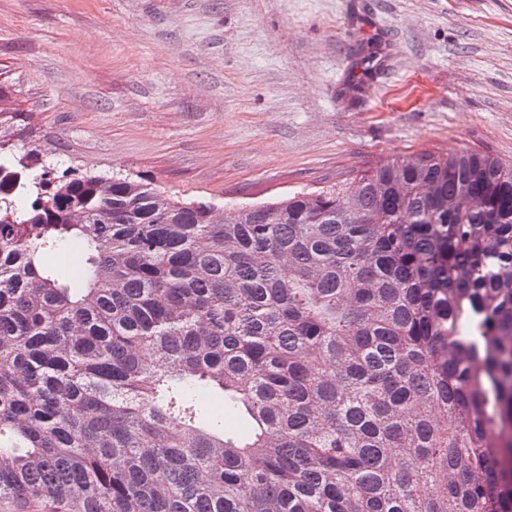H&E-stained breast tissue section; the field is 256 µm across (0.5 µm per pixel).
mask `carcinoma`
I'll return each instance as SVG.
<instances>
[{
	"label": "carcinoma",
	"mask_w": 512,
	"mask_h": 512,
	"mask_svg": "<svg viewBox=\"0 0 512 512\" xmlns=\"http://www.w3.org/2000/svg\"><path fill=\"white\" fill-rule=\"evenodd\" d=\"M0 512H512V163L396 157L218 221L0 146Z\"/></svg>",
	"instance_id": "1"
}]
</instances>
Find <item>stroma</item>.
Listing matches in <instances>:
<instances>
[{"label": "stroma", "mask_w": 512, "mask_h": 512, "mask_svg": "<svg viewBox=\"0 0 512 512\" xmlns=\"http://www.w3.org/2000/svg\"><path fill=\"white\" fill-rule=\"evenodd\" d=\"M0 137L229 209L512 162V0H0Z\"/></svg>", "instance_id": "1"}]
</instances>
